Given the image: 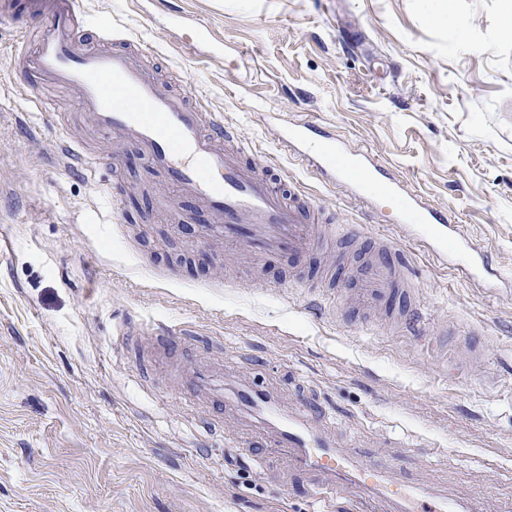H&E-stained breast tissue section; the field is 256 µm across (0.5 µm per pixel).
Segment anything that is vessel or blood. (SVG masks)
<instances>
[{
  "label": "vessel or blood",
  "mask_w": 512,
  "mask_h": 512,
  "mask_svg": "<svg viewBox=\"0 0 512 512\" xmlns=\"http://www.w3.org/2000/svg\"><path fill=\"white\" fill-rule=\"evenodd\" d=\"M25 10L40 37L34 52L19 50L18 58L45 82L72 90L97 129L136 145L173 185L199 197L213 216L212 223L197 227L201 242L223 243L225 251L246 252L260 263L274 253L304 259L329 234L331 224L316 222L312 202H283L260 168L243 161L233 146L237 136L232 129L186 97L163 91L132 44L102 47L83 41L75 0H26ZM312 133V125L304 123L283 129L281 138L354 196L388 197L405 236L426 243L437 258L460 267L469 279L489 273L488 256L447 212L396 180H381V169L369 153L343 150L335 137L316 140ZM374 250L377 257L362 271L355 298L363 307L381 309L403 294L405 273L392 257L390 240L376 239ZM239 399L276 417L269 446L287 459L294 474L310 482L320 512H336L345 494L356 512H478L475 503L390 479L387 461L337 448L316 423L278 412L264 392L245 389Z\"/></svg>",
  "instance_id": "obj_1"
}]
</instances>
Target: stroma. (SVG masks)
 Returning a JSON list of instances; mask_svg holds the SVG:
<instances>
[{"mask_svg":"<svg viewBox=\"0 0 512 512\" xmlns=\"http://www.w3.org/2000/svg\"><path fill=\"white\" fill-rule=\"evenodd\" d=\"M77 2L82 39L120 29L283 195L332 215L340 248L392 241L448 333L430 349L343 308L354 271L318 280L321 251L269 256L254 277L226 266L223 245L166 216L145 154L16 69L25 17L0 13V512H314L285 459L227 456L262 435L238 403L249 386L398 477L512 512V288L469 280L404 238L389 201L355 198L281 140L308 123L371 152L512 276V0H452L448 24L442 0H175L178 29L158 0ZM201 25L218 47L196 44ZM63 134L92 176L58 154Z\"/></svg>","mask_w":512,"mask_h":512,"instance_id":"35a3bbf8","label":"stroma"}]
</instances>
